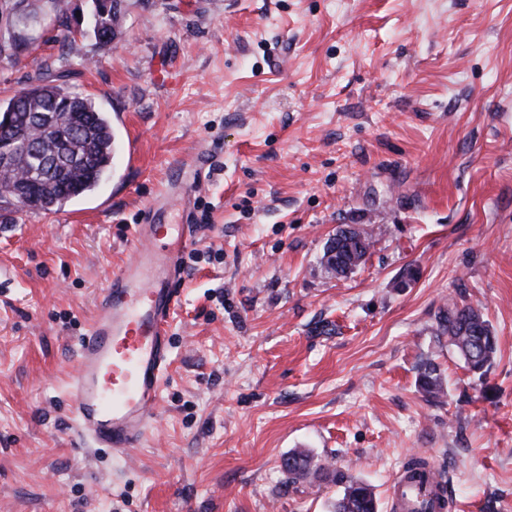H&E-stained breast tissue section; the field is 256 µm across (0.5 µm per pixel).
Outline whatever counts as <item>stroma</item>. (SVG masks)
<instances>
[{
	"label": "stroma",
	"mask_w": 512,
	"mask_h": 512,
	"mask_svg": "<svg viewBox=\"0 0 512 512\" xmlns=\"http://www.w3.org/2000/svg\"><path fill=\"white\" fill-rule=\"evenodd\" d=\"M92 11L0 58V101L49 72L118 143L94 193L0 215V512H329L341 486L282 470L297 449L379 512L424 455L448 512H512V0H123L106 47ZM148 210L197 255L127 462L81 445L68 387ZM349 226L375 243L338 278ZM451 302L498 337L484 377L434 333ZM372 246L371 235L360 230L344 229L330 240L323 253L322 262L336 276L343 277L365 260ZM418 387L431 397L438 398L444 394V378L438 363L429 360L424 363L417 377ZM332 481L342 486L341 495L331 504L330 512H378V503L370 484L337 470Z\"/></svg>",
	"instance_id": "stroma-1"
}]
</instances>
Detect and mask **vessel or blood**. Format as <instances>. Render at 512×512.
I'll list each match as a JSON object with an SVG mask.
<instances>
[{
	"label": "vessel or blood",
	"instance_id": "b4317fda",
	"mask_svg": "<svg viewBox=\"0 0 512 512\" xmlns=\"http://www.w3.org/2000/svg\"><path fill=\"white\" fill-rule=\"evenodd\" d=\"M190 235L153 221L135 225L134 257L113 275L81 337L70 383L75 429L88 447L118 456L141 445L157 418L169 366L173 287ZM434 468L424 478L398 476L392 486L394 512H438Z\"/></svg>",
	"mask_w": 512,
	"mask_h": 512
}]
</instances>
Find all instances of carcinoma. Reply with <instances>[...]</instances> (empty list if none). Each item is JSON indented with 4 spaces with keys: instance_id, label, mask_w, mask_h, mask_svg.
<instances>
[{
    "instance_id": "carcinoma-1",
    "label": "carcinoma",
    "mask_w": 512,
    "mask_h": 512,
    "mask_svg": "<svg viewBox=\"0 0 512 512\" xmlns=\"http://www.w3.org/2000/svg\"><path fill=\"white\" fill-rule=\"evenodd\" d=\"M15 26L42 24L44 12L37 0H16ZM25 44L17 31L0 37V56L14 57ZM12 141V155L0 160V208L52 211L94 190L106 176L114 157V133L107 114L86 96L45 82L20 90L0 103V139ZM27 202H18L19 196ZM372 236L363 231L342 230L328 243L322 262L343 277L359 266L369 253ZM436 336L448 338L469 371L484 376L497 352V336L482 311L452 302L436 316ZM418 387L431 397L444 394V378L438 363H424ZM296 477L318 476L325 468L304 451L283 462ZM332 481L342 486L330 512H378L370 484L337 470Z\"/></svg>"
}]
</instances>
